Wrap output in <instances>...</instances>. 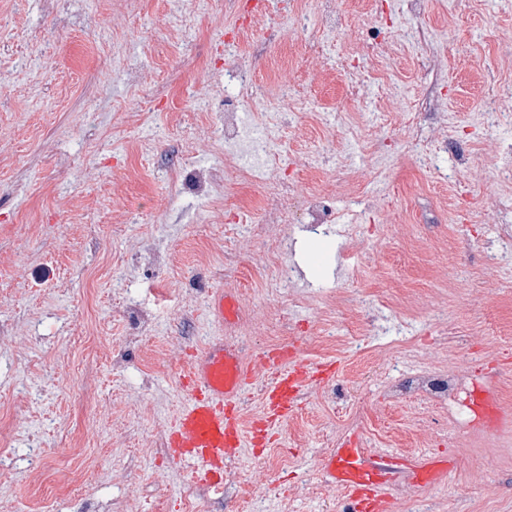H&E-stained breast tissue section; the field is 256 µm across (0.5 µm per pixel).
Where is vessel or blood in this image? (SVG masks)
<instances>
[{
    "instance_id": "1",
    "label": "vessel or blood",
    "mask_w": 512,
    "mask_h": 512,
    "mask_svg": "<svg viewBox=\"0 0 512 512\" xmlns=\"http://www.w3.org/2000/svg\"><path fill=\"white\" fill-rule=\"evenodd\" d=\"M331 364L290 358L287 350L257 355L245 361L233 346H208L196 353L184 377L189 399L172 427L169 443L178 462L192 469L194 482L211 492H224L221 476L243 444L242 396L257 377H264V404L272 419L293 414L307 391L324 386L334 376ZM471 404L481 406L487 428H512V414L500 409L487 388L471 394ZM400 462L394 456H367L358 441L341 444L326 473L329 482L347 501V512H394L390 491L399 478ZM449 471L446 460L419 463L413 484L427 488L442 481Z\"/></svg>"
}]
</instances>
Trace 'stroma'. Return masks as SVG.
Listing matches in <instances>:
<instances>
[{
	"label": "stroma",
	"mask_w": 512,
	"mask_h": 512,
	"mask_svg": "<svg viewBox=\"0 0 512 512\" xmlns=\"http://www.w3.org/2000/svg\"><path fill=\"white\" fill-rule=\"evenodd\" d=\"M239 2L0 0V512H341L324 468L351 438L450 459L429 490L401 479L395 512H512V431L390 397L463 370L512 410V0H333L327 35L316 0L250 28ZM228 69L248 76L233 151L256 171L280 154L288 191L234 179L202 204L172 162L223 164ZM312 193L334 212L316 232ZM215 342L336 367L244 443L224 500L168 445L186 364Z\"/></svg>",
	"instance_id": "stroma-1"
}]
</instances>
